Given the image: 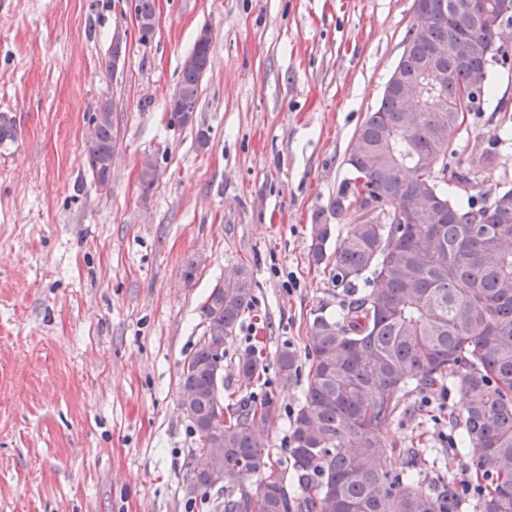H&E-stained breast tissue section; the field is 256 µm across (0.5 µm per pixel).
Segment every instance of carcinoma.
I'll list each match as a JSON object with an SVG mask.
<instances>
[{
	"instance_id": "carcinoma-1",
	"label": "carcinoma",
	"mask_w": 512,
	"mask_h": 512,
	"mask_svg": "<svg viewBox=\"0 0 512 512\" xmlns=\"http://www.w3.org/2000/svg\"><path fill=\"white\" fill-rule=\"evenodd\" d=\"M497 0H414L422 6L405 36L398 66L413 71L435 44L456 41L467 59L448 57V81L407 111L383 92L353 136L344 179L331 203L336 221H349L336 250L327 253L335 225H311L309 257L330 268L344 296L342 317L313 318L305 336L309 359L305 402L291 422L286 458L270 460L266 427L272 400L242 396L225 404L224 475L214 487L207 469L189 467L200 490L190 500L208 512H512V182L467 204L451 201L441 183L468 186L494 161L482 151L466 169L448 166L450 135L480 112L491 69L512 61L501 42ZM142 38L155 26V0H135ZM202 73L182 66L184 100L198 101ZM466 111H458L465 91ZM86 164L107 185L115 138L112 104L90 117ZM432 202L419 222L405 224L397 199ZM253 273L240 266L215 284L201 317L205 331L180 373V396H190L192 424L216 418L212 395L214 345L232 335L250 309ZM299 357L286 346L275 356L279 380L297 377ZM251 383L266 370L258 346L238 357ZM449 382L462 393L460 451L473 460L474 478L450 474L426 491L416 488L414 450L388 457L384 429L408 389ZM263 471L247 490L249 476ZM224 500L211 499V490Z\"/></svg>"
}]
</instances>
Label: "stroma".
Masks as SVG:
<instances>
[{
	"label": "stroma",
	"mask_w": 512,
	"mask_h": 512,
	"mask_svg": "<svg viewBox=\"0 0 512 512\" xmlns=\"http://www.w3.org/2000/svg\"><path fill=\"white\" fill-rule=\"evenodd\" d=\"M133 6L0 0V113L16 130L0 145V512H193L197 436L179 376L210 289L240 265L254 299L226 339L224 382L240 389L235 361L260 343L253 392L273 400L269 451L284 456L305 382L281 384L274 356L303 350L314 315L341 310L310 263V228L330 216L413 17V0H156L145 39ZM204 28L211 63L183 125L169 101ZM490 86L450 162L491 143L497 160L473 186L448 184L458 202L512 176V65ZM107 101L116 146L102 189L85 149ZM423 397L411 393L386 433L447 449L459 391Z\"/></svg>",
	"instance_id": "1"
}]
</instances>
